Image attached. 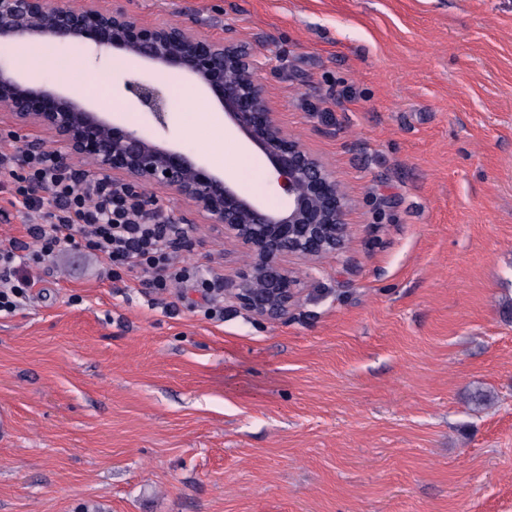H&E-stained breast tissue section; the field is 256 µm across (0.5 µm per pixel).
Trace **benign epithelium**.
<instances>
[{"label":"benign epithelium","instance_id":"benign-epithelium-1","mask_svg":"<svg viewBox=\"0 0 512 512\" xmlns=\"http://www.w3.org/2000/svg\"><path fill=\"white\" fill-rule=\"evenodd\" d=\"M33 44L82 45L98 58L119 52L130 61L180 74L220 107L224 129L242 136L267 159L287 196L284 206H267L183 148L106 119L99 107L58 85H36L14 63L0 58V107L11 115L12 127L47 134L30 148L53 146L67 163L92 157L99 174L112 184L142 192L147 208L153 200L145 188L171 190L205 223L247 251L248 264L224 294L253 316L287 320L304 294L291 260L314 261L344 251L353 201L335 174L288 133L269 106L256 47L202 35L193 21L146 25L120 6L106 11L95 0L77 10L52 0H0V48ZM124 86L155 125L167 126V100L157 82L132 74Z\"/></svg>","mask_w":512,"mask_h":512}]
</instances>
